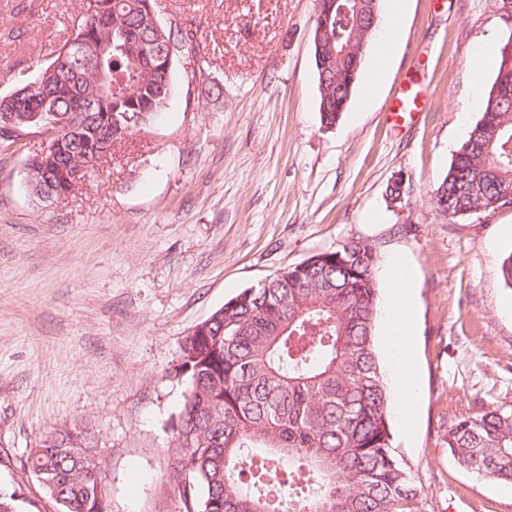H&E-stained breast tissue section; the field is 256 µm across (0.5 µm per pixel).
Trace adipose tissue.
<instances>
[{
  "label": "adipose tissue",
  "instance_id": "obj_1",
  "mask_svg": "<svg viewBox=\"0 0 512 512\" xmlns=\"http://www.w3.org/2000/svg\"><path fill=\"white\" fill-rule=\"evenodd\" d=\"M404 0H392L386 31L379 53L371 64L370 90H377L384 80L385 64L398 44V32ZM390 288L384 313V349L389 361L390 382L396 399L401 427L412 431L420 399V380L415 366L413 336V274L406 262L390 260L387 264Z\"/></svg>",
  "mask_w": 512,
  "mask_h": 512
}]
</instances>
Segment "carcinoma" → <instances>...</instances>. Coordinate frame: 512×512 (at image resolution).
Wrapping results in <instances>:
<instances>
[{
  "mask_svg": "<svg viewBox=\"0 0 512 512\" xmlns=\"http://www.w3.org/2000/svg\"><path fill=\"white\" fill-rule=\"evenodd\" d=\"M79 0L73 23L98 57L69 42L0 106L27 125L52 112L53 150L22 175L41 205L75 190L64 174L149 126L169 106L176 66L193 39L157 20L155 0ZM372 0L316 11L313 45L322 126L341 119L367 60ZM40 84V90H29ZM450 220L512 205V49L500 48L481 116L431 194ZM378 253L361 240L320 251L243 289L183 337L173 377L184 384L170 482L182 512H418L414 477L392 449L390 392L375 351ZM81 436L78 454L74 435ZM444 441L464 469L512 484V411L462 416ZM95 436L49 432L27 464L60 512H100L105 491Z\"/></svg>",
  "mask_w": 512,
  "mask_h": 512,
  "instance_id": "obj_1",
  "label": "carcinoma"
}]
</instances>
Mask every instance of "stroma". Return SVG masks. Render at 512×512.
Instances as JSON below:
<instances>
[{"label":"stroma","mask_w":512,"mask_h":512,"mask_svg":"<svg viewBox=\"0 0 512 512\" xmlns=\"http://www.w3.org/2000/svg\"><path fill=\"white\" fill-rule=\"evenodd\" d=\"M316 0H157L192 29L206 64L179 79L156 124L127 136L71 196L33 207L23 164L0 151V492L58 512L26 465L54 429L97 436L108 512H180L168 479L183 336L241 290L352 239L415 273L422 396L393 446L422 512H512L500 482L461 468L443 440L456 417L512 408V300L496 246L512 206L448 221L430 200L474 124L469 60L502 47L493 0H406L377 92L356 89L321 125L310 40ZM77 0H0V73L31 74L72 34ZM425 100L389 110L403 79ZM404 184L391 204L387 188Z\"/></svg>","instance_id":"35a3bbf8"}]
</instances>
